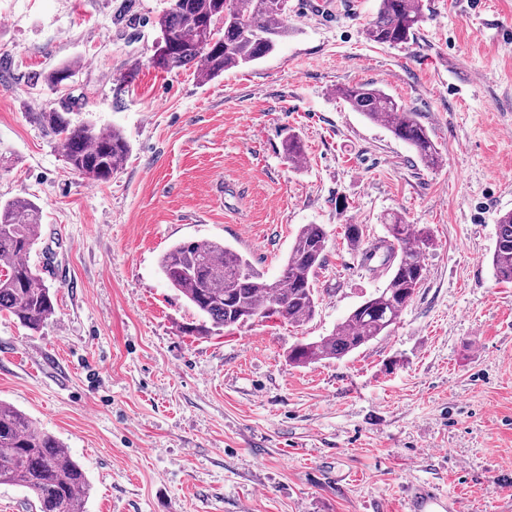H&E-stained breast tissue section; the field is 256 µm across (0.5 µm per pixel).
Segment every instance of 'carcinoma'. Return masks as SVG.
Listing matches in <instances>:
<instances>
[{
  "instance_id": "cac0c4a2",
  "label": "carcinoma",
  "mask_w": 512,
  "mask_h": 512,
  "mask_svg": "<svg viewBox=\"0 0 512 512\" xmlns=\"http://www.w3.org/2000/svg\"><path fill=\"white\" fill-rule=\"evenodd\" d=\"M289 11L287 0H171L158 20L156 69L169 73L194 65L198 79L207 82L259 61L288 36ZM422 18L419 0H380L365 35L379 45L402 44L414 37ZM336 94L351 110L383 124L395 138L411 145L425 166L441 163L436 145L415 113L391 95L366 83L340 87ZM29 117L58 144L71 171L95 182L110 181L129 154V142L119 129L75 121L70 112L56 109L31 112ZM304 152L300 138L288 135L284 145L288 163H299ZM385 229L384 240L362 252L367 263L383 250L382 265L388 268L385 287L352 310L332 335L295 345L289 362L299 366L343 357L396 325L425 280L422 255L434 239L428 228H417L396 216ZM41 230V211L34 202H0V312L13 315L33 332L46 326L55 313L50 288L27 260ZM326 247L321 225L303 226L273 282L234 248L208 239L171 246L161 255L159 268L167 283L203 317L186 329L191 335L229 331L242 324L246 313L261 320L277 316L300 326L316 314L313 282L325 264ZM490 260L496 279L512 282V212L498 219ZM0 485L26 488L35 512H84L90 491L85 470L63 443L2 402Z\"/></svg>"
}]
</instances>
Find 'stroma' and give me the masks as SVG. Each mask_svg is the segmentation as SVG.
<instances>
[{"mask_svg":"<svg viewBox=\"0 0 512 512\" xmlns=\"http://www.w3.org/2000/svg\"><path fill=\"white\" fill-rule=\"evenodd\" d=\"M307 2L272 54L203 84L149 63L169 0H0V201L40 207L30 261L57 299L38 332L0 314V401L85 469L87 512H406L414 483L512 512V284L489 263L512 212V0H421L396 46L365 35L379 0ZM356 83L415 112L441 166L337 97ZM49 109L123 131L111 181L68 169L29 118ZM395 215L435 245L394 329L289 365L386 284L346 225L367 249ZM307 224L327 234L310 322L185 334L168 248L221 241L272 280Z\"/></svg>","mask_w":512,"mask_h":512,"instance_id":"1","label":"stroma"}]
</instances>
